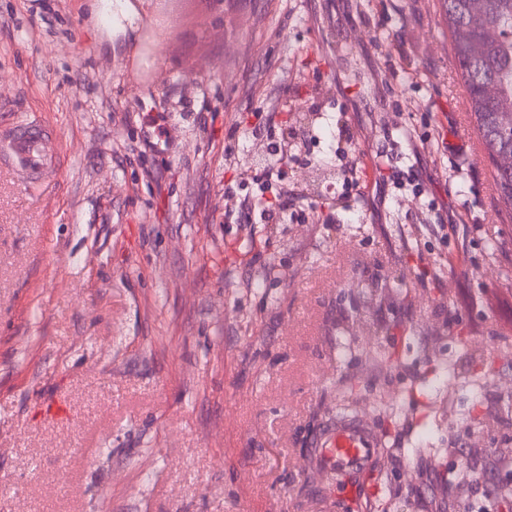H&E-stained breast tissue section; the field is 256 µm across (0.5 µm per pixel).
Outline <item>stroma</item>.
I'll list each match as a JSON object with an SVG mask.
<instances>
[{
    "mask_svg": "<svg viewBox=\"0 0 512 512\" xmlns=\"http://www.w3.org/2000/svg\"><path fill=\"white\" fill-rule=\"evenodd\" d=\"M116 3L0 0V128L57 139L44 180L0 168V512H382L392 487L512 512L489 454L512 441V222L439 0ZM295 114L253 167V131ZM262 176L287 207L243 223ZM375 282L401 290L366 316L387 335L348 342ZM350 385L402 406L370 423L394 452L357 508L309 460ZM288 129V124L282 128L281 132H262L256 138V147L254 150V164H265L270 156L280 155L281 157L288 156V148L291 147V137Z\"/></svg>",
    "mask_w": 512,
    "mask_h": 512,
    "instance_id": "obj_1",
    "label": "stroma"
}]
</instances>
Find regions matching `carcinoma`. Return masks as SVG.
<instances>
[{"label":"carcinoma","instance_id":"carcinoma-1","mask_svg":"<svg viewBox=\"0 0 512 512\" xmlns=\"http://www.w3.org/2000/svg\"><path fill=\"white\" fill-rule=\"evenodd\" d=\"M440 2L474 130L499 201L512 214V172L494 160L495 153L512 151V127L497 124L500 114L512 113V0ZM490 29L498 32L496 38H487Z\"/></svg>","mask_w":512,"mask_h":512}]
</instances>
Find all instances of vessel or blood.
<instances>
[{"label": "vessel or blood", "instance_id": "b4317fda", "mask_svg": "<svg viewBox=\"0 0 512 512\" xmlns=\"http://www.w3.org/2000/svg\"><path fill=\"white\" fill-rule=\"evenodd\" d=\"M0 141L7 143L0 153V164L8 163L31 175L47 169L43 135L40 130L20 124L13 126ZM378 438L360 422L340 420L329 425L315 443L313 462L333 473L338 481L352 483L362 471L370 469L377 459Z\"/></svg>", "mask_w": 512, "mask_h": 512}]
</instances>
